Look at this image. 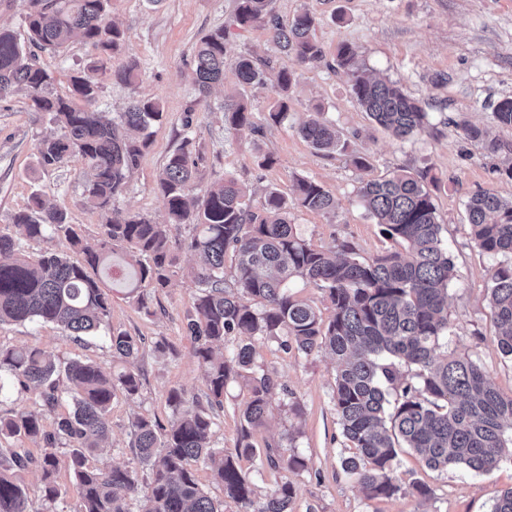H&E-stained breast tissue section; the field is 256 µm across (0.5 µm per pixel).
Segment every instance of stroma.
<instances>
[{
  "label": "stroma",
  "instance_id": "obj_1",
  "mask_svg": "<svg viewBox=\"0 0 512 512\" xmlns=\"http://www.w3.org/2000/svg\"><path fill=\"white\" fill-rule=\"evenodd\" d=\"M283 20L302 12L316 19L315 39L323 51L317 64H301L280 52L271 32L256 25L238 28L233 22L234 0H110L109 19L124 33L112 56L113 67L136 66V78L125 83L108 72H94L101 85L95 109L119 116L135 100L157 99L164 118L156 125L136 167L113 205L140 214L157 224L167 221L156 183L166 160L184 134L196 144L195 190L234 179L254 197L267 189L293 198L297 178L319 182L336 199L331 213L290 207L289 220L297 234L316 248L350 243L358 259L369 260L394 250L379 224L357 198L361 177H381L400 168L429 170L438 180L433 189L442 239L455 265L448 287V351L471 359L503 395H512V359L501 354L495 337L497 323L488 298L490 274L512 262L510 254L488 253L471 239L467 203L472 195L490 190L512 200V127L498 125L495 105L512 98V0H271ZM223 28L224 81L208 97H200L192 80L195 46L206 33ZM348 44L362 55L370 72L399 85L419 99L429 125L424 133L400 140L374 124L356 102L350 78L336 66V51ZM253 54L294 71L288 116L273 123L268 113L275 94L270 86L240 88L235 62ZM97 52L83 41L62 51H37L41 66L52 72V94L70 93V77ZM243 95L257 133H239L224 122V99ZM322 112L334 124L346 152L315 150L297 132L310 113ZM488 129L503 148L495 154L467 140L463 126ZM61 130L45 113L35 111L24 92L0 98V232L16 234L12 215L42 194L66 209L70 223L79 225L87 242L100 238L104 218L83 203V162L67 158L45 169L37 162L36 145ZM368 159L367 171L356 170L350 155ZM272 165H264V158ZM197 258L187 249L177 252L178 271L167 288L141 310L124 285L113 284L109 323L112 329L141 337L138 356L123 361L112 356L102 337L77 343L52 323H0V346H38L63 359L81 358L102 370L139 374V396L114 399L108 415L109 433L97 460L132 464L129 424L145 414L168 422L166 403L171 388L200 396L206 390L204 372L184 333L185 317L197 294L188 272ZM169 352L156 350L157 341ZM257 362L273 370L280 387L274 390L264 426L253 435L258 448L280 446L285 455L305 458L304 470L283 473L243 461L242 468L258 496L271 494L282 478L295 486L293 512H490L495 499L512 487V458L491 473L475 475L461 469H428L421 457L406 449L399 454L400 491L388 499H370L342 469L350 456L338 424L333 396L336 362L329 355L283 350L273 340L257 343ZM244 380L229 382L224 408L216 421L217 447L233 451L241 429V409L247 398ZM432 491L422 499L413 483Z\"/></svg>",
  "mask_w": 512,
  "mask_h": 512
}]
</instances>
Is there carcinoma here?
<instances>
[{
  "label": "carcinoma",
  "mask_w": 512,
  "mask_h": 512,
  "mask_svg": "<svg viewBox=\"0 0 512 512\" xmlns=\"http://www.w3.org/2000/svg\"><path fill=\"white\" fill-rule=\"evenodd\" d=\"M108 3L41 0L27 16L28 43L59 52L79 37L96 49L114 52L124 33L108 20ZM256 23L272 32L285 55L303 64L321 59L311 13L285 23L269 9V0H236L234 24L246 29ZM337 60L352 77L358 104L378 126L397 139L427 129L428 113L419 100L393 82L366 75L353 47L341 45ZM236 75L243 87L270 84L277 93L270 120L279 123L287 116L294 72L243 56ZM53 81L51 72L32 62L17 36L0 28V95L23 88L32 106L64 130L59 137L38 142V162L52 168L71 155L80 156L88 169L84 203L107 215V221L92 247L84 244L65 210L45 207L39 194L15 212L11 220L21 236L35 241L63 237L83 260L74 262L47 249L30 262L21 256L18 239L0 233V322H50L77 338L104 329L113 355L135 358L141 339L108 328L110 288L90 271L103 266L123 280L132 277L131 293L145 309L150 294L166 288L174 273L178 243L172 230L189 224L194 234L186 247L198 253L203 264L191 272L198 292L187 333L204 368L207 392L202 402L186 398L180 389L169 390L171 417L165 427L148 416L136 417L130 434L139 468L97 465L93 455L109 432L112 401L119 394L135 398L141 389L139 375L106 374L80 359L62 362L37 346L0 347V395L8 385L18 392L38 391L34 408L0 416V442L25 436L43 443L38 457L0 445V512H30L26 487L16 476L30 465L41 472L49 504L61 495L56 475L68 471L77 512H133L131 501L137 497L147 503L141 512H223L198 483L200 464L210 466L224 498L238 504V512H293V483L283 481L257 502L254 484L240 466V460L256 456L253 431L264 425L269 396L277 386L273 372L255 362V342L265 340L305 355L324 349L336 359L334 406L342 436L355 449L343 460V468L369 497L389 498L400 491L394 472L404 448L418 453L433 470L463 467L484 474L498 466L512 446V438L505 437V429L512 430V396L501 395L474 361L438 353L440 341L448 338V285L455 266L442 247V227L428 189L437 186V178L427 171L400 169L360 180L359 201L383 233L404 246L402 252L360 261L345 241L325 250L301 239L288 220V199L276 190L266 191L257 205L233 180L191 195L196 160L192 139L186 137L157 182L168 224H154L112 208V199L147 146L149 128L163 119L160 102L139 99L117 122L106 112L88 108L101 92L90 76H71V94L66 97L48 92ZM192 81L201 96L224 82V29L201 38ZM494 117L498 124L512 126L511 98L497 103ZM224 121L234 130L258 132L241 98L224 103ZM463 132L491 154L501 150L498 140L482 128L467 125ZM299 134L318 151L347 150L339 131L325 119H310ZM294 205L329 212L336 201L318 182L299 178ZM467 212L477 247L512 254V200L482 191L470 198ZM117 245L126 248L124 265L110 262ZM228 254L234 263V292L226 285ZM293 277L308 280L328 297L329 320L288 293ZM491 281L497 346L512 357V264L495 269ZM230 336L251 338L237 346L233 368L215 355V348ZM403 366L413 371L416 382L404 379ZM62 376L72 407L47 432L42 417L58 404ZM238 377L246 380L249 395L241 410L236 448L226 452L213 442L215 411L224 406L227 384ZM61 446L68 452L58 454ZM261 463L271 469L307 468L305 459H288L270 444Z\"/></svg>",
  "instance_id": "cac0c4a2"
}]
</instances>
